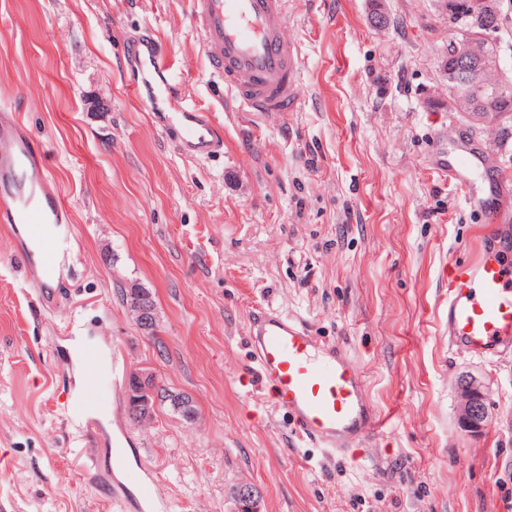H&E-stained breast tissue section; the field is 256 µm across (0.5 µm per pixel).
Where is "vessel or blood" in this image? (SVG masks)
<instances>
[{"label": "vessel or blood", "instance_id": "1", "mask_svg": "<svg viewBox=\"0 0 512 512\" xmlns=\"http://www.w3.org/2000/svg\"><path fill=\"white\" fill-rule=\"evenodd\" d=\"M193 24L208 67L251 112H294L302 99L295 75L300 51L286 34L285 0H191ZM138 100L184 156L209 158L224 148V130L211 113L186 102L172 83L171 65L151 30L135 36L125 56ZM490 141L461 143L454 160L434 170L453 181L486 226L470 261L452 264L447 323L452 346L485 359L512 350V187L488 173ZM50 160L14 108L0 106V222L9 225L15 254L34 273L43 306L56 301L60 258L75 257L72 217L49 177ZM487 171L486 190L473 181ZM247 330L257 363L259 391L290 415L296 429L335 455H355L382 420L367 403L364 374L345 353L321 343L305 325L270 306H257Z\"/></svg>", "mask_w": 512, "mask_h": 512}]
</instances>
